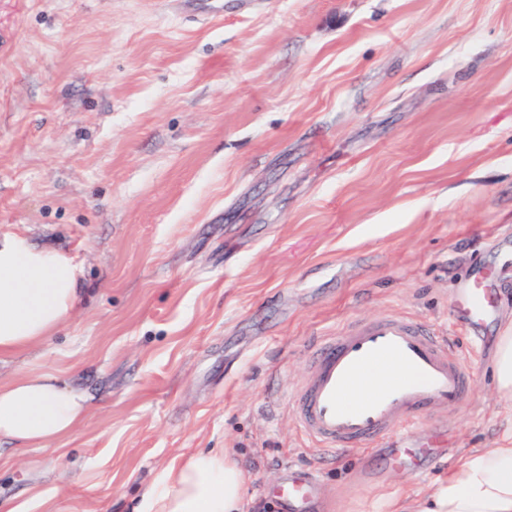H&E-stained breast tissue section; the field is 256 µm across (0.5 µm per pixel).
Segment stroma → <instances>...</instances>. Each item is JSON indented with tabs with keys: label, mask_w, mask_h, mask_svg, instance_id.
<instances>
[{
	"label": "stroma",
	"mask_w": 512,
	"mask_h": 512,
	"mask_svg": "<svg viewBox=\"0 0 512 512\" xmlns=\"http://www.w3.org/2000/svg\"><path fill=\"white\" fill-rule=\"evenodd\" d=\"M0 227L69 254L87 291L35 353L93 411L59 451L0 444V500L136 512L186 451L234 449L249 512L286 468L335 512L421 498L512 418L491 359L512 318V0H0ZM495 319L467 402L389 448L312 447L308 352L387 313L447 331L470 267Z\"/></svg>",
	"instance_id": "stroma-1"
}]
</instances>
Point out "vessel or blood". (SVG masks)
I'll list each match as a JSON object with an SVG mask.
<instances>
[{"instance_id": "obj_1", "label": "vessel or blood", "mask_w": 512, "mask_h": 512, "mask_svg": "<svg viewBox=\"0 0 512 512\" xmlns=\"http://www.w3.org/2000/svg\"><path fill=\"white\" fill-rule=\"evenodd\" d=\"M494 288L485 267L472 269L454 300L455 318L474 329L491 318ZM387 361L399 368L367 399L352 393L367 367ZM470 392V374L445 336L428 325L387 314L352 321L322 339L299 381L293 417L321 449L367 448L397 430L420 426L427 416L458 408ZM317 474L286 475L278 493L297 512L315 495Z\"/></svg>"}]
</instances>
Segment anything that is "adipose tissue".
Here are the masks:
<instances>
[{
    "instance_id": "ef3b65f1",
    "label": "adipose tissue",
    "mask_w": 512,
    "mask_h": 512,
    "mask_svg": "<svg viewBox=\"0 0 512 512\" xmlns=\"http://www.w3.org/2000/svg\"><path fill=\"white\" fill-rule=\"evenodd\" d=\"M83 276L67 254L0 231V363L36 351L72 319ZM492 366L497 397L512 402V322ZM90 410L63 370L30 368L0 381V441L21 452L68 443ZM138 512H246L233 449L180 456L145 489ZM388 512H512V430L503 443L463 454L423 498L390 501Z\"/></svg>"
}]
</instances>
